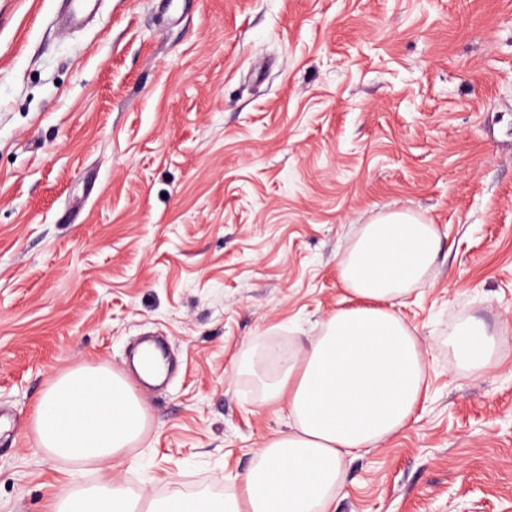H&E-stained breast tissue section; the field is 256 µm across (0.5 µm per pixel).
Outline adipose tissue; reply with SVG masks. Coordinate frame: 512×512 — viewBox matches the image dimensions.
<instances>
[{
    "instance_id": "obj_1",
    "label": "adipose tissue",
    "mask_w": 512,
    "mask_h": 512,
    "mask_svg": "<svg viewBox=\"0 0 512 512\" xmlns=\"http://www.w3.org/2000/svg\"><path fill=\"white\" fill-rule=\"evenodd\" d=\"M439 248L432 225L393 212L363 225L339 263L354 307L328 317L303 355L280 357V379L264 399L287 401L291 428L263 442L240 492L216 500L175 490L147 512H331L345 482L344 460L405 429L423 393L420 341L396 311L423 281ZM451 345L461 365L491 367L499 343L483 322L459 325ZM144 404L104 367L58 376L35 412L37 442L55 458L103 462L142 433ZM119 482L65 490L50 512H138Z\"/></svg>"
}]
</instances>
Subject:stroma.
<instances>
[{
    "instance_id": "stroma-1",
    "label": "stroma",
    "mask_w": 512,
    "mask_h": 512,
    "mask_svg": "<svg viewBox=\"0 0 512 512\" xmlns=\"http://www.w3.org/2000/svg\"><path fill=\"white\" fill-rule=\"evenodd\" d=\"M56 10L0 0V512L105 478L237 491L288 429L269 350L349 306L342 253L391 212L439 237L397 308L426 390L335 512H512V0H103L68 37ZM471 318L506 346L490 370L450 344ZM145 336L171 365L141 437L46 455L52 381L127 375Z\"/></svg>"
}]
</instances>
